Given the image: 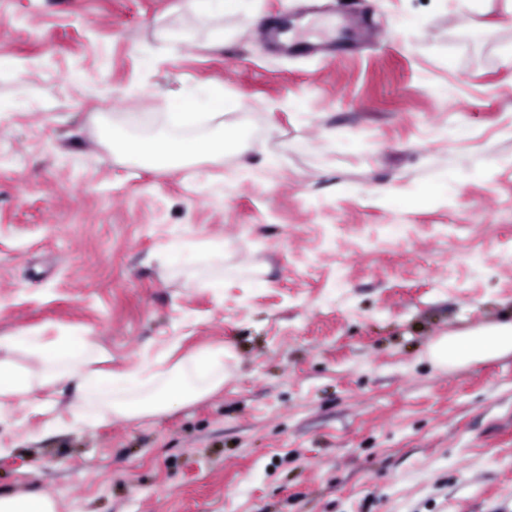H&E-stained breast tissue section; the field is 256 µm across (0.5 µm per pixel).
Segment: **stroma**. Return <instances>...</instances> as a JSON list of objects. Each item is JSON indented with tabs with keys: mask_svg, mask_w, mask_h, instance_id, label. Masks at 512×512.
I'll use <instances>...</instances> for the list:
<instances>
[{
	"mask_svg": "<svg viewBox=\"0 0 512 512\" xmlns=\"http://www.w3.org/2000/svg\"><path fill=\"white\" fill-rule=\"evenodd\" d=\"M255 14L166 47L189 0H0V336L91 332L117 370L224 346V386L54 436L0 424V495L58 512H512V0H355L332 60L270 57ZM224 102L222 159L145 166L103 131L185 84ZM250 175L235 178L241 165ZM224 182V198L198 178ZM224 246L222 293L163 268ZM463 347H467L469 353L477 355L487 350L512 351V323L500 325L475 340L463 336H448V341L441 343L433 356L438 360L448 358L449 361Z\"/></svg>",
	"mask_w": 512,
	"mask_h": 512,
	"instance_id": "1",
	"label": "stroma"
}]
</instances>
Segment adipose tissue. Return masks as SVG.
<instances>
[{
  "mask_svg": "<svg viewBox=\"0 0 512 512\" xmlns=\"http://www.w3.org/2000/svg\"><path fill=\"white\" fill-rule=\"evenodd\" d=\"M193 24L179 38L192 42L205 36L223 40L224 0H206L192 9ZM203 103L221 108L216 85L196 83L182 89L172 99L169 112H136L132 121L145 130L142 138L127 137L121 127H113L112 141L133 157L145 156L169 167L180 166L192 154L212 156L224 152V132L193 144L175 143L168 136L171 127L190 122L194 110ZM161 263L195 277L213 291L224 284L208 277L212 263L223 261V244L203 249L181 231L158 255ZM481 354L486 351H512V323L492 329L487 335L470 339L449 337L441 343L435 358L451 359L460 349ZM18 354L35 358L37 365L24 367L15 362ZM108 352L89 333L76 336H50L42 329H23L0 336V422L29 415H45V434L93 430L115 419H139L160 415L183 404L200 400L224 386V347L207 345L182 356L173 351L146 355L120 370H103ZM59 382H72L76 393L66 417H53L51 400L37 398L39 390Z\"/></svg>",
  "mask_w": 512,
  "mask_h": 512,
  "instance_id": "1",
  "label": "adipose tissue"
}]
</instances>
